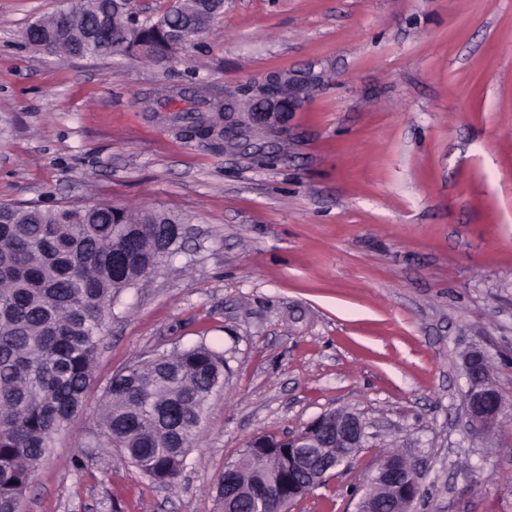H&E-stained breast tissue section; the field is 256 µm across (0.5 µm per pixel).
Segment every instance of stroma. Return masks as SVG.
Returning <instances> with one entry per match:
<instances>
[{"instance_id": "stroma-1", "label": "stroma", "mask_w": 512, "mask_h": 512, "mask_svg": "<svg viewBox=\"0 0 512 512\" xmlns=\"http://www.w3.org/2000/svg\"><path fill=\"white\" fill-rule=\"evenodd\" d=\"M68 5L0 0V202L156 207L187 233L115 304L22 512H216L249 441L336 408L369 443L293 512H355L392 450L419 464L412 512H512V418L472 436L460 372L481 348L512 402V0H226L160 63L26 46ZM282 71L299 89L275 130L228 147L175 120ZM197 345L224 383L167 486L92 442L95 414L116 373ZM238 480L236 478L235 469L224 468V477L218 481L216 489V505L219 512H234L232 510L224 511V501L229 500V504H235V500L238 496Z\"/></svg>"}]
</instances>
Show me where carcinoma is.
<instances>
[{
	"mask_svg": "<svg viewBox=\"0 0 512 512\" xmlns=\"http://www.w3.org/2000/svg\"><path fill=\"white\" fill-rule=\"evenodd\" d=\"M224 12V0H182L157 21L139 22L125 0H79L68 19L55 12L31 23L29 46L52 56L139 55L168 59L169 30L191 40ZM112 36L106 35V30ZM221 116L202 99L180 119L186 129ZM182 220L165 210L0 204V512H20L33 473L54 435L86 401L107 318L119 298L112 288V236L117 224L141 230L135 250ZM224 358L203 346L156 354L114 375L99 405V435L144 475L171 485L184 468ZM240 501L251 508L252 483L268 462L242 451L234 462Z\"/></svg>",
	"mask_w": 512,
	"mask_h": 512,
	"instance_id": "cac0c4a2",
	"label": "carcinoma"
}]
</instances>
